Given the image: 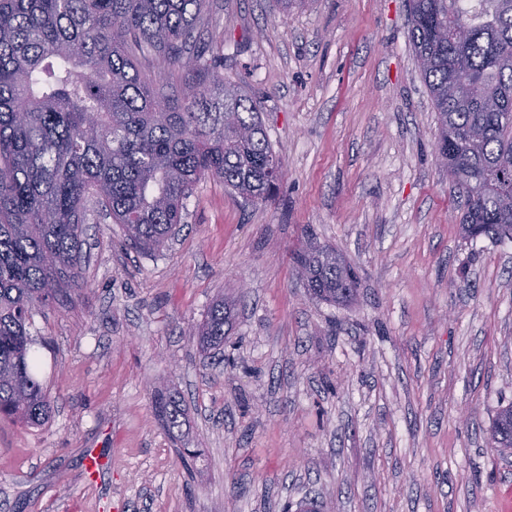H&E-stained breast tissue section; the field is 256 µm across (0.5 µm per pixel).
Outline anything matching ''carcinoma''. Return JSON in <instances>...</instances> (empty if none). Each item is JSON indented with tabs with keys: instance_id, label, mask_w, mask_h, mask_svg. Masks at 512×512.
Wrapping results in <instances>:
<instances>
[{
	"instance_id": "cac0c4a2",
	"label": "carcinoma",
	"mask_w": 512,
	"mask_h": 512,
	"mask_svg": "<svg viewBox=\"0 0 512 512\" xmlns=\"http://www.w3.org/2000/svg\"><path fill=\"white\" fill-rule=\"evenodd\" d=\"M206 0H0V418L38 427L51 401L34 374L28 325L82 287L92 204L153 253L179 231L207 176L247 203L282 180L254 100L224 82V42L197 45ZM463 25L465 40L450 30ZM409 37L439 124L437 160L464 198L466 238L512 240V0H411ZM294 268L314 298L344 304L350 265L309 242ZM216 299L195 330L224 346ZM170 430L185 408L155 402ZM512 448V405L491 426Z\"/></svg>"
}]
</instances>
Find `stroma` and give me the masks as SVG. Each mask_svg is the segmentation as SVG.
<instances>
[{"instance_id":"1","label":"stroma","mask_w":512,"mask_h":512,"mask_svg":"<svg viewBox=\"0 0 512 512\" xmlns=\"http://www.w3.org/2000/svg\"><path fill=\"white\" fill-rule=\"evenodd\" d=\"M208 19L279 191L245 205L204 179L150 255L91 215L84 288L32 316L52 415L0 420V512H512L488 433L512 404V242L460 232L407 0H209ZM309 236L353 265L349 305L295 276ZM220 296L206 355L191 331ZM229 313L224 297L216 299L209 308L206 318L193 333L197 336L203 351H221L224 346V326L228 325ZM155 406L168 429L174 430L182 426L186 413L181 399L176 395L169 394L158 399Z\"/></svg>"}]
</instances>
